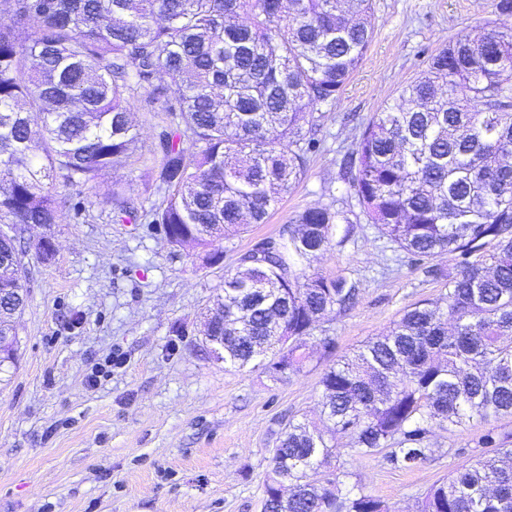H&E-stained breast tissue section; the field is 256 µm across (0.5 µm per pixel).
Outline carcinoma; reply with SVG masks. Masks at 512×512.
<instances>
[{"label":"carcinoma","instance_id":"carcinoma-1","mask_svg":"<svg viewBox=\"0 0 512 512\" xmlns=\"http://www.w3.org/2000/svg\"><path fill=\"white\" fill-rule=\"evenodd\" d=\"M0 224H58V186L95 181L139 149L137 102L166 113L156 133L157 196L145 215L173 247L222 258L219 242L264 221L324 149L326 113L365 57L371 0H0ZM512 28L459 34L395 102L356 125L341 179L360 213L427 273L438 301L321 378L322 427L281 428L264 481L268 512H390L350 483L339 441L412 469L436 452L435 426L512 417ZM165 75L175 85L150 89ZM112 222L139 220L118 188ZM352 209L310 206L287 236L224 274V368L256 362L281 382L317 351V324L355 303L343 277L306 274ZM452 255L447 269L433 263ZM0 230V373L17 363L16 320L30 270ZM288 331V355L277 339ZM430 488L420 512H512V438Z\"/></svg>","mask_w":512,"mask_h":512}]
</instances>
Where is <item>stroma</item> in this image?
<instances>
[{"instance_id":"1","label":"stroma","mask_w":512,"mask_h":512,"mask_svg":"<svg viewBox=\"0 0 512 512\" xmlns=\"http://www.w3.org/2000/svg\"><path fill=\"white\" fill-rule=\"evenodd\" d=\"M369 49L331 109L302 179L264 223L223 240L224 259L204 264L173 248L156 225L115 224L103 198L121 186L133 204L148 196L154 133L163 115L138 108L139 149L94 182L60 189L62 209L81 201L86 222L29 226L20 235L31 268L17 326L18 362L0 379V512H261L263 482L284 423L318 420L321 377L339 357L386 333L410 305L438 299L443 282L393 253L358 221L313 271L360 283L349 310L315 329L336 347L281 382L260 369H225L202 330L224 274L241 255L288 232L295 215L345 197L339 163L355 122L398 97L431 55L458 32L512 27L494 0H372ZM49 238L50 260L36 244ZM116 358L111 374L101 373ZM512 434V417L435 429L436 448L415 469L381 457L341 460L363 493L391 512H419L423 494L485 454L487 431Z\"/></svg>"}]
</instances>
